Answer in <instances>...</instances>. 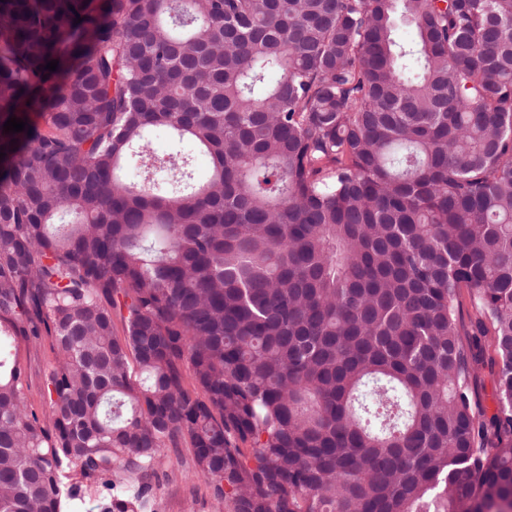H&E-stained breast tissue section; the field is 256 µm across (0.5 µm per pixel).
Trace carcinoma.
I'll return each instance as SVG.
<instances>
[{
    "label": "carcinoma",
    "mask_w": 512,
    "mask_h": 512,
    "mask_svg": "<svg viewBox=\"0 0 512 512\" xmlns=\"http://www.w3.org/2000/svg\"><path fill=\"white\" fill-rule=\"evenodd\" d=\"M0 152V512H512V0H0ZM20 356L27 374V404L29 408L41 413L47 409L44 382L53 358L50 340L44 337L37 343H22ZM482 348V362L476 376L471 381V396L473 401L483 410L481 420H488L497 408L496 382L498 367L491 362L494 356L488 337L479 336ZM154 492L153 512H216L218 505L209 497L206 481L195 475L193 449L188 437L166 451ZM162 471L171 474L170 480Z\"/></svg>",
    "instance_id": "1"
}]
</instances>
